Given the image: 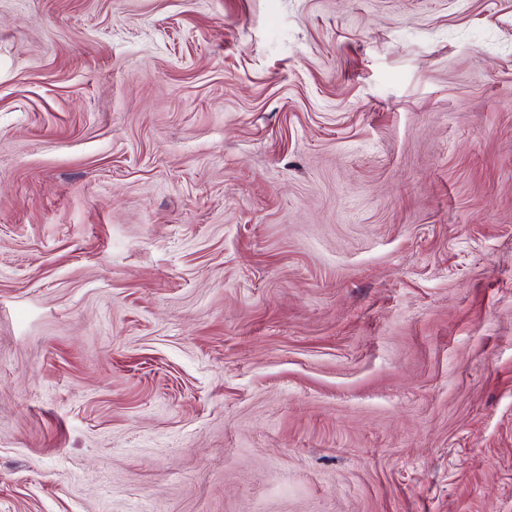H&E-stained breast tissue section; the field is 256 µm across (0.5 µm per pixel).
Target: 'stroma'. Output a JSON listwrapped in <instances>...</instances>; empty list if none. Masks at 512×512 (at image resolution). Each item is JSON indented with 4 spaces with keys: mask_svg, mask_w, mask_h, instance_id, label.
Wrapping results in <instances>:
<instances>
[{
    "mask_svg": "<svg viewBox=\"0 0 512 512\" xmlns=\"http://www.w3.org/2000/svg\"><path fill=\"white\" fill-rule=\"evenodd\" d=\"M0 512H512V0H0Z\"/></svg>",
    "mask_w": 512,
    "mask_h": 512,
    "instance_id": "35a3bbf8",
    "label": "stroma"
}]
</instances>
